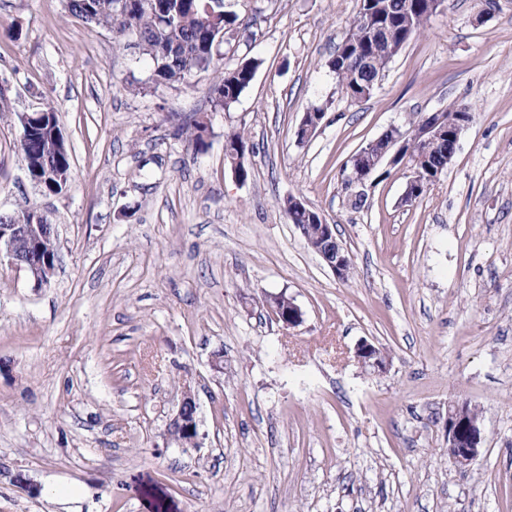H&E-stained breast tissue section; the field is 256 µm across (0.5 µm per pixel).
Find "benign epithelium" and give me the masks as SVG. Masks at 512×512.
Wrapping results in <instances>:
<instances>
[{
	"instance_id": "benign-epithelium-1",
	"label": "benign epithelium",
	"mask_w": 512,
	"mask_h": 512,
	"mask_svg": "<svg viewBox=\"0 0 512 512\" xmlns=\"http://www.w3.org/2000/svg\"><path fill=\"white\" fill-rule=\"evenodd\" d=\"M44 113L23 112L19 114L21 124L20 139L36 131L44 125ZM443 136L439 127L437 113L424 116L411 132H403L397 127L387 129V134L370 142L353 158L354 164L363 162L368 154H374L373 163L381 165H397L401 162H412V178L409 186L419 184V168L421 156L414 151L420 144L429 145ZM314 222L319 225V250L330 270L340 278L345 274L349 264L348 253L336 239V226L324 221L320 214L314 215ZM55 236L53 225L46 222L27 224L23 220L14 219L11 224L0 223V263L26 271L33 280L34 287L40 288L49 283L54 274L56 257L52 253H43V244ZM278 304L274 313L278 321L288 328L296 327L302 322L301 309L290 299L280 295L276 297ZM355 356L364 367L375 372L386 369L378 348L368 341L360 342L355 349ZM467 404L460 403L448 410V458L461 466L471 464L479 455L484 441L481 420L466 415ZM197 403L191 391L187 390L176 414L170 421L169 435L178 443H190L196 436Z\"/></svg>"
}]
</instances>
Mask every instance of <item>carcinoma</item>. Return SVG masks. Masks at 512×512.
I'll list each match as a JSON object with an SVG mask.
<instances>
[{"instance_id":"obj_1","label":"carcinoma","mask_w":512,"mask_h":512,"mask_svg":"<svg viewBox=\"0 0 512 512\" xmlns=\"http://www.w3.org/2000/svg\"><path fill=\"white\" fill-rule=\"evenodd\" d=\"M116 0H66L70 14L87 23L106 27L117 36L136 35L143 54L153 63V80L158 84L185 83L197 71L219 72L212 86L214 110H229L253 80L257 64L247 61L230 70H221L215 41L220 33L238 29V17L224 10V0H140L137 7L119 12ZM436 0H360L328 67L336 78V87L352 100L369 98L382 81L389 64L405 44L426 25L438 9ZM464 107L452 104L441 112L446 128L453 130L462 118ZM207 125L193 121L180 128V134L194 147L205 146ZM237 151L238 168L249 176L245 164L252 147L243 131L225 136ZM26 157L39 160L41 188L46 193H60V181L47 176L48 170H71L70 155L46 156L43 133L38 131L20 142ZM455 154L453 142L445 140L431 147V169H446Z\"/></svg>"}]
</instances>
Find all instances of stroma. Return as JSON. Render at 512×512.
<instances>
[{
	"instance_id": "35a3bbf8",
	"label": "stroma",
	"mask_w": 512,
	"mask_h": 512,
	"mask_svg": "<svg viewBox=\"0 0 512 512\" xmlns=\"http://www.w3.org/2000/svg\"><path fill=\"white\" fill-rule=\"evenodd\" d=\"M497 4L450 0L354 101L327 61L358 0H225L254 35L225 37L224 69L259 65L218 112L213 72L154 83L66 0H0V214L30 202L57 234L47 286L0 265V512H512V0ZM453 103L474 121L427 192L403 202L399 164L352 208V158ZM46 105L71 157L56 195L19 146V113ZM195 120L199 152L177 133ZM240 129L244 182L224 161ZM291 196L335 225L349 279L290 222ZM281 293L300 325L272 313ZM363 340L384 372L358 363ZM187 390L185 446L168 428ZM463 402L485 431L467 467L448 459ZM62 483L83 500L58 503Z\"/></svg>"
}]
</instances>
